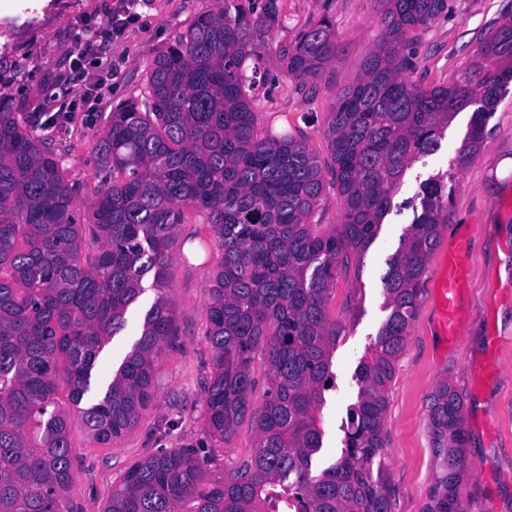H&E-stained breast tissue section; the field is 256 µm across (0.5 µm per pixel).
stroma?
I'll return each instance as SVG.
<instances>
[{
	"instance_id": "stroma-1",
	"label": "stroma",
	"mask_w": 512,
	"mask_h": 512,
	"mask_svg": "<svg viewBox=\"0 0 512 512\" xmlns=\"http://www.w3.org/2000/svg\"><path fill=\"white\" fill-rule=\"evenodd\" d=\"M116 3L0 0V99L27 120L43 106L68 103L77 35L85 24L105 22ZM281 4L286 27L259 51L266 80L256 83L252 108L260 126L304 139L328 177L333 162L324 139L327 114L363 72L379 34L381 5L379 0ZM213 6V0H145L139 8L143 24L130 28L107 54L109 88L93 122L78 119L45 132L73 186L81 221L91 218L89 202L100 181L94 145L113 107L143 98L145 68L158 48L173 42L197 14ZM324 14L336 32V57L317 80L303 83L281 66L279 48ZM507 17H512V0H448L447 10L415 33L412 80L426 86L448 80ZM471 119V109L457 112L437 150L407 170L360 266L340 275L331 302V313L344 332L333 351L334 386L326 391L321 408L322 446L312 462L316 472L341 454L362 358L389 314L382 283L388 262L421 212V185L440 181L448 192V222L441 225L439 249L426 265L416 318L388 389L384 467L392 512H423L435 477L428 398L444 381L463 399L468 439L460 499L465 512H512V83L500 93L480 150L462 166L457 151ZM175 235L164 292L154 289L152 276L144 277L145 291L129 308L126 329L97 362L98 378H106L137 339L146 311L157 296H165L175 315L176 335L155 363L153 400L133 428L106 445L94 441L78 418H71L72 477L62 493V512H103L113 486L128 469L160 449H195L209 458L208 476L214 479L230 473L255 445L250 421L239 425L227 445L212 438L205 426L202 395L213 373L205 307L215 246L205 216L197 212H189ZM459 246L469 278L462 293L459 339L452 342L438 322L433 282L442 251Z\"/></svg>"
}]
</instances>
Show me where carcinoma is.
Listing matches in <instances>:
<instances>
[{"label":"carcinoma","instance_id":"carcinoma-1","mask_svg":"<svg viewBox=\"0 0 512 512\" xmlns=\"http://www.w3.org/2000/svg\"><path fill=\"white\" fill-rule=\"evenodd\" d=\"M146 65L145 99L112 108L95 145L104 178L80 223L61 160L0 102V512H60L71 479L68 415L108 444L131 429L151 400L154 364L176 335L163 295L112 377L93 389L101 351L121 333L144 276L166 286L173 229L186 211L207 215L218 261L205 314L213 376L204 388L206 426L230 442L250 420L256 446L233 471L206 480L192 448L135 463L104 512H391L379 468L395 361L418 308L426 263L448 223L444 190L421 187L422 212L382 278L390 313L361 363V388L344 448L319 474L320 407L333 386L331 357L344 328L330 314L339 274L361 258L405 172L439 146L456 112L474 105L458 150L480 149L503 86L512 82V19L491 31L471 63L424 86L411 34L448 0H382L375 50L361 78L332 107L324 137L333 160L340 222L314 217L326 182L305 141L263 136L243 73L256 44L283 27L281 0H213ZM336 54L327 17L280 48L288 75L315 79ZM268 358L265 400L254 407L253 353ZM463 400L444 381L430 395L436 476L425 512H464Z\"/></svg>","mask_w":512,"mask_h":512}]
</instances>
